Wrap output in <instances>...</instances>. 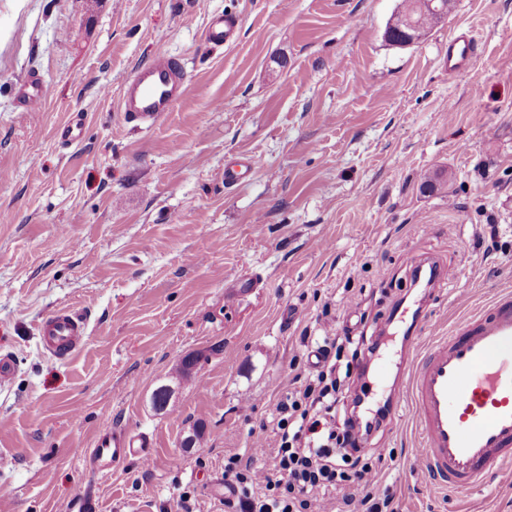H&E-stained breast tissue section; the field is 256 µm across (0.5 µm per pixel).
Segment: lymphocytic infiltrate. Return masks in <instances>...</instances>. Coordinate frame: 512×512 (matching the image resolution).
Returning <instances> with one entry per match:
<instances>
[{
  "label": "lymphocytic infiltrate",
  "mask_w": 512,
  "mask_h": 512,
  "mask_svg": "<svg viewBox=\"0 0 512 512\" xmlns=\"http://www.w3.org/2000/svg\"><path fill=\"white\" fill-rule=\"evenodd\" d=\"M376 350L350 335L318 337L316 370L275 404L272 468L238 454L224 461L240 512H327L332 493L340 497L336 512H398L364 449L387 414L361 412V399L346 397L345 374L365 369Z\"/></svg>",
  "instance_id": "1"
}]
</instances>
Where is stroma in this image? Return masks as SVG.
Returning a JSON list of instances; mask_svg holds the SVG:
<instances>
[{
  "mask_svg": "<svg viewBox=\"0 0 512 512\" xmlns=\"http://www.w3.org/2000/svg\"><path fill=\"white\" fill-rule=\"evenodd\" d=\"M399 5L0 0V354L17 365L0 386V512H73L90 491L100 512L183 499L235 512L224 459L267 447L273 406L326 325L380 344L353 385L398 405L367 445L399 512H512V462L448 491L419 464L411 404L391 388L412 328L429 344L512 292V0H454L407 46L383 38ZM214 13L239 17L235 43L205 44ZM462 30L478 50L452 74ZM161 46L190 83L149 128L121 112L120 90ZM30 76L50 88L36 112L17 99ZM75 112L85 133L70 144L59 131ZM246 156L260 166L225 183ZM429 266L432 285L415 287ZM60 308L88 330L55 362L37 328ZM199 424L203 443L184 447ZM107 425L148 434L153 463L87 466Z\"/></svg>",
  "mask_w": 512,
  "mask_h": 512,
  "instance_id": "1",
  "label": "stroma"
}]
</instances>
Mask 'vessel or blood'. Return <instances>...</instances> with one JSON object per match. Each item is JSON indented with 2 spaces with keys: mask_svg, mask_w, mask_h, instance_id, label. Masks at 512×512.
Segmentation results:
<instances>
[{
  "mask_svg": "<svg viewBox=\"0 0 512 512\" xmlns=\"http://www.w3.org/2000/svg\"><path fill=\"white\" fill-rule=\"evenodd\" d=\"M239 21L211 16L205 40L214 46L237 41ZM477 49L470 33L448 40V69L465 70ZM187 89V70L167 48H158L149 63L135 69L122 88L120 109L131 120L152 125L171 112ZM48 95L37 77L26 79L19 102L29 112ZM45 356L64 361L82 348L85 318L70 309L45 316L38 325ZM405 391L414 410L425 468L454 491L479 487L499 464L512 460V294L499 296L447 336L418 352L407 367ZM154 443L145 435L103 427L89 460L96 471L110 474L130 462L147 464Z\"/></svg>",
  "mask_w": 512,
  "mask_h": 512,
  "instance_id": "1",
  "label": "vessel or blood"
}]
</instances>
